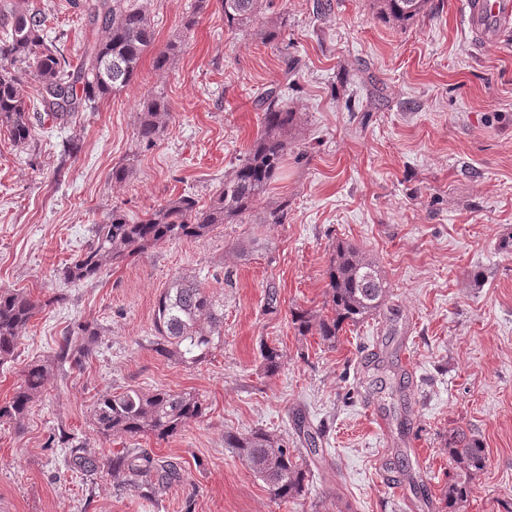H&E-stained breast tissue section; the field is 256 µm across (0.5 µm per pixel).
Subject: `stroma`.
Here are the masks:
<instances>
[{"instance_id":"35a3bbf8","label":"stroma","mask_w":512,"mask_h":512,"mask_svg":"<svg viewBox=\"0 0 512 512\" xmlns=\"http://www.w3.org/2000/svg\"><path fill=\"white\" fill-rule=\"evenodd\" d=\"M46 35L78 64L98 35L83 0H33ZM463 0H429L412 23L384 22L370 0H267L286 21L277 41L234 33L217 0H143L155 45L182 38L167 71L144 54L128 89L67 121L42 117L33 143L0 133V289L45 302L0 368V403L23 368L48 360L74 323L99 335L83 370L54 373L17 421H0V512H445L456 476L446 440L461 428L487 449L459 512H512V26L479 41ZM192 29H185L188 15ZM299 69L285 90L301 114L267 202L282 224H224L201 239L148 247L69 283L61 269L113 208L130 219L189 195L206 206L251 146L256 95ZM170 119L153 144L137 135L144 98ZM126 163L125 183L112 168ZM259 248L238 254L250 236ZM350 243L389 288L386 307L346 327L335 346L297 335L291 313L323 312L334 247ZM197 278L224 305V335L202 363L158 355L157 299L173 276ZM275 307H268L269 292ZM61 294L65 300L50 304ZM284 354L260 369V341ZM196 394L200 419L164 440L98 433L102 391ZM323 429L325 460L304 495L284 502L224 446L262 428L298 447L297 419ZM96 459L127 448L181 463L149 497L68 462L67 443Z\"/></svg>"}]
</instances>
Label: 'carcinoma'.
Wrapping results in <instances>:
<instances>
[{"instance_id": "1", "label": "carcinoma", "mask_w": 512, "mask_h": 512, "mask_svg": "<svg viewBox=\"0 0 512 512\" xmlns=\"http://www.w3.org/2000/svg\"><path fill=\"white\" fill-rule=\"evenodd\" d=\"M427 2L374 0L382 16L401 24L423 13ZM220 5L231 31H243L263 17V0H220ZM85 8L90 24L101 30L102 37L86 45L75 67L45 37L46 13L39 6L20 0L11 4L0 20L6 31V38L0 40V131L14 144L25 146L33 140L36 125L30 112L41 109L64 121L76 112L95 110L100 100L129 87L136 79L143 55L155 42L154 27L143 4L140 0H86ZM182 52V40L169 41L153 58L155 70H168ZM24 66L36 77L38 108L30 107L22 77ZM254 106L262 112L258 135L206 207L198 206L189 195H180L136 222L129 221L123 211L112 210L106 222L92 225L91 245L64 268V279L77 283L95 278L107 264L131 261L150 246L177 238L201 239L222 224H241L251 216L277 178L288 153V135L299 121V113L288 106L277 85L264 90ZM169 116L165 99L145 98L138 120L139 138H157ZM287 214L288 202L281 201L266 209L262 223L282 224ZM327 294V314L295 311L291 323L299 335L314 333L333 347L345 326H354L382 310L389 288L373 261L356 246L341 243L330 258ZM63 300V296L55 295L40 302L24 291L0 290L1 366L14 357L21 333L36 313ZM154 328L157 354L186 364L200 363L222 340L224 308L200 282L175 276L157 300ZM95 336L93 323L74 324L59 341L53 366L60 371L82 370L94 352ZM259 355L265 374L273 376L281 370L284 354L277 346L263 340ZM49 378L48 365L28 364L17 391L0 404V420L22 417ZM203 412V403L195 394L168 390L153 394L136 388L105 391L93 405L96 428L105 437L115 432L163 440L201 418ZM297 437L301 448L288 447L283 439L262 428L247 434L228 431L224 433V447L232 449L275 498L288 501L303 495L311 467L320 456L321 432L313 433L301 425ZM80 450L78 445L69 448L74 468L122 475L127 484L141 491H151L181 476L178 463L156 459L138 448L101 461L81 455ZM448 457L461 479L448 484L444 500L448 512H457L468 497L473 476L486 467L487 456L480 439L457 429L448 437Z\"/></svg>"}]
</instances>
